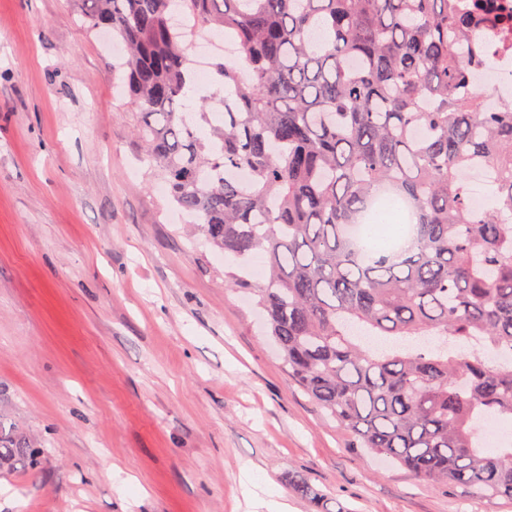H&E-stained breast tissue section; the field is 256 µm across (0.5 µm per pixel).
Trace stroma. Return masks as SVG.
<instances>
[{
	"mask_svg": "<svg viewBox=\"0 0 512 512\" xmlns=\"http://www.w3.org/2000/svg\"><path fill=\"white\" fill-rule=\"evenodd\" d=\"M112 42L75 0H0V416L42 448L0 512H512L349 445L288 378L251 293L139 158ZM291 485L294 491L301 497L310 500L313 505L322 509L318 512H329L324 509V502L326 499L322 497V494L313 486L310 478L303 473H295L290 477Z\"/></svg>",
	"mask_w": 512,
	"mask_h": 512,
	"instance_id": "1",
	"label": "stroma"
}]
</instances>
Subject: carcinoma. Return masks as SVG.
<instances>
[{"mask_svg":"<svg viewBox=\"0 0 512 512\" xmlns=\"http://www.w3.org/2000/svg\"><path fill=\"white\" fill-rule=\"evenodd\" d=\"M81 24L124 47L112 64L142 125L143 158L197 233L230 260L260 253L255 298L293 382L364 448L444 490L512 499V106L473 92L485 37L507 28L461 0H78ZM193 25L179 31L174 13ZM224 30L212 123L189 47ZM207 126L202 137L198 129ZM499 174L478 209L466 173ZM245 171L249 180L236 173ZM414 207L408 245L366 249L348 229L380 190ZM41 449L0 417V471ZM294 491L321 512L303 473Z\"/></svg>","mask_w":512,"mask_h":512,"instance_id":"carcinoma-1","label":"carcinoma"}]
</instances>
